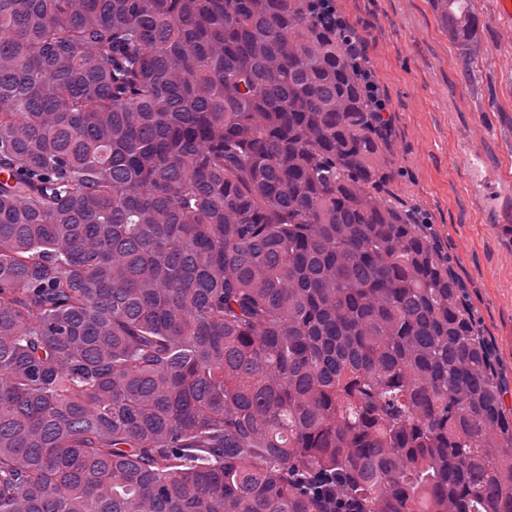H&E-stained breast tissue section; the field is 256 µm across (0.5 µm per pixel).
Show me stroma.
<instances>
[{"mask_svg":"<svg viewBox=\"0 0 512 512\" xmlns=\"http://www.w3.org/2000/svg\"><path fill=\"white\" fill-rule=\"evenodd\" d=\"M366 40L392 116L394 196L418 207L490 345L512 408V184L480 201L483 170L512 163V19L477 0L480 53L464 74L430 0H336Z\"/></svg>","mask_w":512,"mask_h":512,"instance_id":"1","label":"stroma"}]
</instances>
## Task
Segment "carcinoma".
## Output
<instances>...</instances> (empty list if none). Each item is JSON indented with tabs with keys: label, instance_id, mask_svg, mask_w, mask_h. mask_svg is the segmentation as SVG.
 Instances as JSON below:
<instances>
[{
	"label": "carcinoma",
	"instance_id": "cac0c4a2",
	"mask_svg": "<svg viewBox=\"0 0 512 512\" xmlns=\"http://www.w3.org/2000/svg\"><path fill=\"white\" fill-rule=\"evenodd\" d=\"M464 73L476 0H433ZM313 0H0V512H512V411L362 35Z\"/></svg>",
	"mask_w": 512,
	"mask_h": 512
}]
</instances>
